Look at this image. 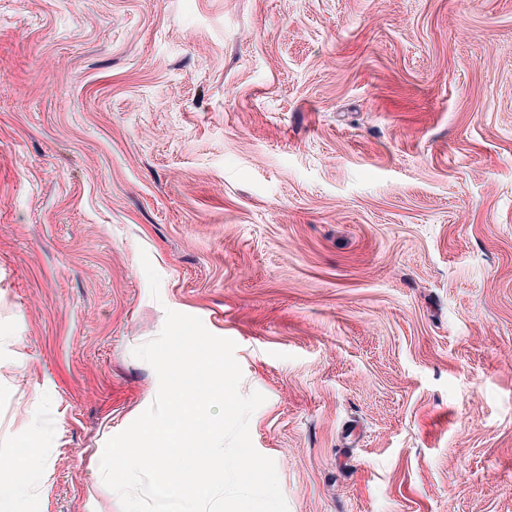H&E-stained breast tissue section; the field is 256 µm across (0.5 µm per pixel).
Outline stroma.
I'll list each match as a JSON object with an SVG mask.
<instances>
[{
  "instance_id": "obj_1",
  "label": "stroma",
  "mask_w": 512,
  "mask_h": 512,
  "mask_svg": "<svg viewBox=\"0 0 512 512\" xmlns=\"http://www.w3.org/2000/svg\"><path fill=\"white\" fill-rule=\"evenodd\" d=\"M169 309L235 342L289 512H512V0H0L29 512H122Z\"/></svg>"
}]
</instances>
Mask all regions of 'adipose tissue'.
<instances>
[{
  "mask_svg": "<svg viewBox=\"0 0 512 512\" xmlns=\"http://www.w3.org/2000/svg\"><path fill=\"white\" fill-rule=\"evenodd\" d=\"M55 437L52 428L35 426L23 433L20 442L22 454L0 460V471H13L12 479L0 478V505L9 512H28L27 505L36 488L49 477V471L40 456V450Z\"/></svg>",
  "mask_w": 512,
  "mask_h": 512,
  "instance_id": "ef3b65f1",
  "label": "adipose tissue"
}]
</instances>
